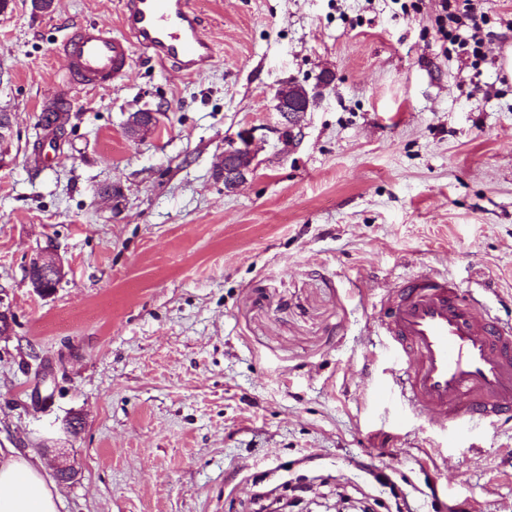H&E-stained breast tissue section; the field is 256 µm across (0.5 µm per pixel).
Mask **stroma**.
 <instances>
[{
	"label": "stroma",
	"instance_id": "stroma-1",
	"mask_svg": "<svg viewBox=\"0 0 512 512\" xmlns=\"http://www.w3.org/2000/svg\"><path fill=\"white\" fill-rule=\"evenodd\" d=\"M121 7L0 13V447L65 450L60 512H512V417L446 433L379 400L374 327L427 271L512 321V0H480L479 61L448 49L439 0H197L205 74L136 50L112 88L59 90L60 43ZM288 82L320 90L292 147ZM145 109L160 126L130 141ZM245 142L256 169L225 190ZM44 249L66 271L49 294L26 277Z\"/></svg>",
	"mask_w": 512,
	"mask_h": 512
}]
</instances>
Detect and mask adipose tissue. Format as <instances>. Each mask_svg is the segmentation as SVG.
I'll return each instance as SVG.
<instances>
[{
	"label": "adipose tissue",
	"mask_w": 512,
	"mask_h": 512,
	"mask_svg": "<svg viewBox=\"0 0 512 512\" xmlns=\"http://www.w3.org/2000/svg\"><path fill=\"white\" fill-rule=\"evenodd\" d=\"M44 471L36 453L0 448V512H59L60 495Z\"/></svg>",
	"instance_id": "1"
}]
</instances>
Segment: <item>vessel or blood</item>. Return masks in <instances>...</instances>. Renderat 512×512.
I'll return each mask as SVG.
<instances>
[{
	"label": "vessel or blood",
	"instance_id": "1",
	"mask_svg": "<svg viewBox=\"0 0 512 512\" xmlns=\"http://www.w3.org/2000/svg\"><path fill=\"white\" fill-rule=\"evenodd\" d=\"M122 27L93 23L61 44L69 83L89 90L121 80L140 47L186 75L207 71L215 47L195 0H122ZM408 404L437 410L446 426L494 427L512 414V324L491 318L441 274L403 279L388 291L375 321Z\"/></svg>",
	"mask_w": 512,
	"mask_h": 512
}]
</instances>
